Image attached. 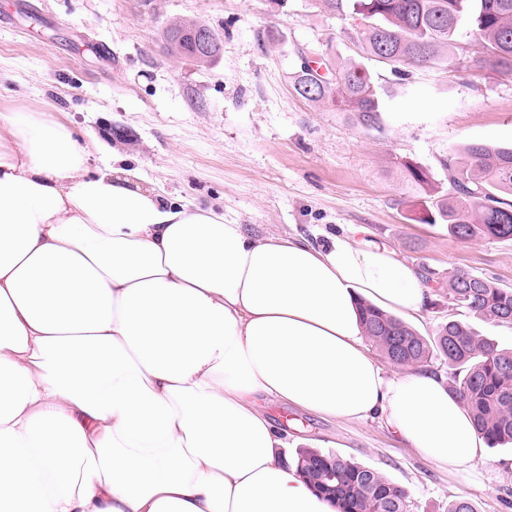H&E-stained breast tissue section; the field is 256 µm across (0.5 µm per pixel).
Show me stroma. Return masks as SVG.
Here are the masks:
<instances>
[{"instance_id":"35a3bbf8","label":"stroma","mask_w":512,"mask_h":512,"mask_svg":"<svg viewBox=\"0 0 512 512\" xmlns=\"http://www.w3.org/2000/svg\"><path fill=\"white\" fill-rule=\"evenodd\" d=\"M199 20L221 34L211 66L167 52L162 28ZM330 50L365 69L380 127L294 90L303 52ZM481 52L469 27L451 49L412 66L363 50L351 15L310 0H0V105L50 101L60 120L96 132L99 162L137 169L141 186L223 206L260 236L317 245L339 235L394 248L428 287L464 270L512 288V240L461 241L412 216L419 194L403 164L423 168L435 196L451 191L447 163L472 143L512 146V73L464 69ZM288 457L317 448L380 469L409 512H512V448L487 449L475 477L437 469L379 419L347 422L263 398Z\"/></svg>"}]
</instances>
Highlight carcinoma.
<instances>
[{
    "label": "carcinoma",
    "mask_w": 512,
    "mask_h": 512,
    "mask_svg": "<svg viewBox=\"0 0 512 512\" xmlns=\"http://www.w3.org/2000/svg\"><path fill=\"white\" fill-rule=\"evenodd\" d=\"M313 7L333 13L350 8L360 17L367 53L393 64L418 65L452 45L463 19L482 41V55L463 61L465 68L486 65L512 72V0H311ZM195 26L191 20L165 24L167 51L210 64L222 53L216 36L210 55L199 57L180 37ZM318 69L301 66L294 90L313 104H330L352 115L367 130L379 128L377 92L362 69L321 55ZM410 181L432 208L416 218L440 222L459 240L512 239V147L468 145L461 160L448 165L453 193L433 200V186L422 169L405 165ZM462 318L441 325L433 338L421 336L401 319L370 305L361 306L364 336L398 367L421 366L435 357L448 364V390L468 410L477 431L490 447L512 445V348L481 335L465 317L495 325H512V288L463 270L448 273V287L438 292ZM303 478L330 498L338 512H409L405 491L380 470L316 449L292 460Z\"/></svg>",
    "instance_id": "carcinoma-1"
}]
</instances>
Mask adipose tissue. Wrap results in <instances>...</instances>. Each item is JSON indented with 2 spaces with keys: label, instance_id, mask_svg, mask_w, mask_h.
Segmentation results:
<instances>
[{
  "label": "adipose tissue",
  "instance_id": "adipose-tissue-1",
  "mask_svg": "<svg viewBox=\"0 0 512 512\" xmlns=\"http://www.w3.org/2000/svg\"><path fill=\"white\" fill-rule=\"evenodd\" d=\"M94 132L0 110V512H336L257 405L380 417L438 469L486 443L429 369L389 380L360 301L423 315L387 246L259 238L132 171Z\"/></svg>",
  "mask_w": 512,
  "mask_h": 512
}]
</instances>
